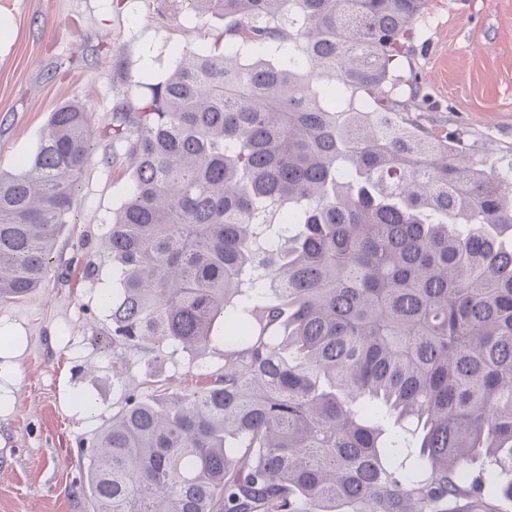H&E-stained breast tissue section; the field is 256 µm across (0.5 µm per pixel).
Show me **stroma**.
Returning <instances> with one entry per match:
<instances>
[{
  "label": "stroma",
  "mask_w": 512,
  "mask_h": 512,
  "mask_svg": "<svg viewBox=\"0 0 512 512\" xmlns=\"http://www.w3.org/2000/svg\"><path fill=\"white\" fill-rule=\"evenodd\" d=\"M421 36L403 59L420 93L408 102L435 135L460 132L479 156L512 163V0H429ZM218 16L194 17L175 0H0V170L17 173L37 151L50 112L75 101L97 123L134 95L142 78L165 79L183 51L212 49ZM91 161L75 191L57 258L98 256L103 227L132 172L123 157ZM112 286L72 270L37 291L0 300V336L13 363L0 377V512H89L79 448L105 424L122 389L201 385L191 358H134L112 376L110 322L99 297ZM84 393L95 404L84 413Z\"/></svg>",
  "instance_id": "obj_1"
}]
</instances>
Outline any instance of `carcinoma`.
<instances>
[{"label":"carcinoma","instance_id":"carcinoma-1","mask_svg":"<svg viewBox=\"0 0 512 512\" xmlns=\"http://www.w3.org/2000/svg\"><path fill=\"white\" fill-rule=\"evenodd\" d=\"M221 55L0 171V299L40 287L92 155L112 357L224 366L129 392L82 450L92 512H499L512 503V166L398 109L427 0H179Z\"/></svg>","mask_w":512,"mask_h":512}]
</instances>
